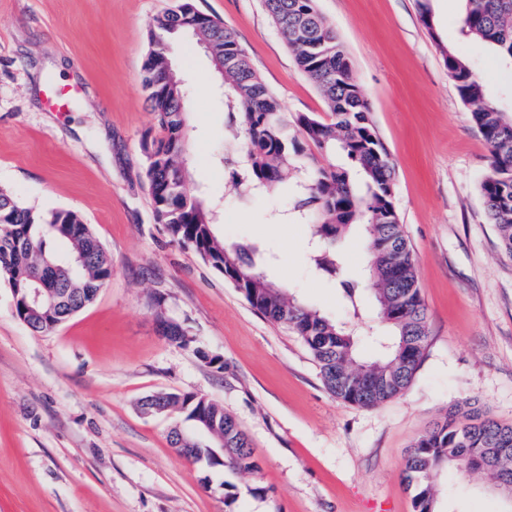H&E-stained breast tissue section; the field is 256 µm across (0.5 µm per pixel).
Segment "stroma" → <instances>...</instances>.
<instances>
[{"label":"stroma","mask_w":512,"mask_h":512,"mask_svg":"<svg viewBox=\"0 0 512 512\" xmlns=\"http://www.w3.org/2000/svg\"><path fill=\"white\" fill-rule=\"evenodd\" d=\"M176 0H0V189L39 211L71 210L112 256L96 300L47 334L12 314L0 278V512H414L405 453L462 400L512 424V259L479 193L489 151L440 52L471 63L512 104V68L461 32L462 0H318L353 62L395 165L394 205L416 259L429 344L410 386L375 407L331 395L298 336L258 314L223 276L156 224L142 177L154 127L143 63L158 15ZM221 18L285 112L326 115L262 0H195ZM168 52L187 80L188 177L223 198L224 241L276 256L269 278L333 318L340 290L308 268L309 227L288 199L238 200L219 163L228 115L203 49ZM63 94L65 110L53 109ZM185 324L171 344L157 315ZM160 392L207 396L248 435L240 473L180 458L175 414L142 415ZM451 512H512L484 476H448ZM158 319L160 323L164 326L163 329L165 330L166 336H173L171 337L170 342L180 348H193L197 349L196 340L194 336H191L189 334V331L186 327H184L181 323L176 322V324H168L166 320V316L164 313H158ZM164 336L166 339L167 337ZM175 337V338H174ZM180 338V341H179ZM196 353L200 358L204 360V362L217 365L218 369H222L224 367V364L221 362V359L216 356H210L208 352H206L204 349H197ZM207 360V361H205Z\"/></svg>","instance_id":"1"}]
</instances>
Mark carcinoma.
Wrapping results in <instances>:
<instances>
[{
  "instance_id": "cac0c4a2",
  "label": "carcinoma",
  "mask_w": 512,
  "mask_h": 512,
  "mask_svg": "<svg viewBox=\"0 0 512 512\" xmlns=\"http://www.w3.org/2000/svg\"><path fill=\"white\" fill-rule=\"evenodd\" d=\"M463 31L490 45L512 66V0H464ZM304 75L327 101L330 118L288 115L262 82L245 50L222 19L199 11L194 0H177L154 21L144 61V86L159 135L143 136V173L154 221L170 243L192 250L269 322L291 330L308 348L327 390L336 398L373 407L402 393L412 381L429 340L416 261L394 206V166L370 118L353 76L351 58L317 0H263ZM190 36L209 48L214 70L224 75V111L229 139L245 140L244 175L233 181L241 200L291 195V212L310 221L316 242L308 260L323 278L339 285L347 308L341 320L327 317L270 280L244 246L224 244L217 204L197 197L186 175L188 118L185 85L178 74L164 80L168 42ZM442 56L461 100L473 105L472 122L490 151L480 184L487 217L496 226L502 252L512 258V111L486 95L469 62L444 47ZM353 224L364 226L367 273L377 302L376 333L362 328L356 289L343 279L336 239ZM112 276V257L89 225L73 211L42 213L0 190V277L12 292V314L36 333H49L90 305ZM32 288L52 294L56 304L35 307ZM165 335L180 348L221 369L216 356L196 345L181 323L157 312ZM375 356L359 361L358 343ZM169 407L190 428L171 430V447L194 448L196 433L222 453L206 460L229 470L253 467L251 446L236 420L216 403L194 394H167ZM452 470L512 481V424H502L463 402L420 436L405 458L404 480L416 512L442 510L441 480Z\"/></svg>"
}]
</instances>
